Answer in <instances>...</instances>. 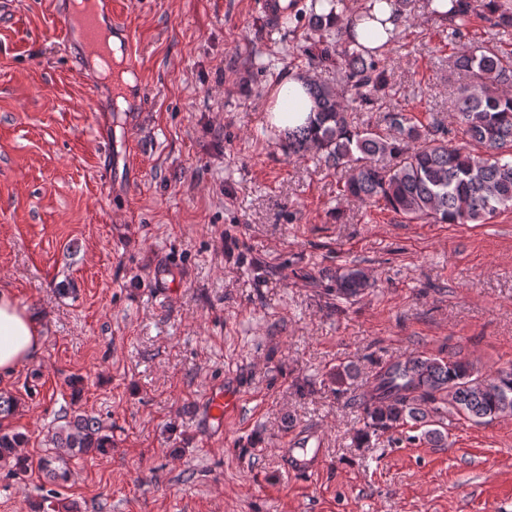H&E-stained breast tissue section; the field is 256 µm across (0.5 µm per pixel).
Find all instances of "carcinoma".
I'll list each match as a JSON object with an SVG mask.
<instances>
[{
	"label": "carcinoma",
	"mask_w": 512,
	"mask_h": 512,
	"mask_svg": "<svg viewBox=\"0 0 512 512\" xmlns=\"http://www.w3.org/2000/svg\"><path fill=\"white\" fill-rule=\"evenodd\" d=\"M432 3L426 0L428 15L448 20L455 36L475 17L486 20L497 35L512 31V7L502 0H448L443 13ZM340 6L341 0H313L307 29L328 33L334 28L342 36ZM385 48L364 47L353 37L344 42L321 37L307 48L312 61L341 70L342 89L309 85L313 116L283 132V152L314 154L336 171L341 197L388 210L406 222L484 224L512 211V51L456 46L451 67L468 83L448 103L456 118V133L449 139L435 123L390 107L393 83L382 57ZM361 111L384 112V125L360 128L354 113ZM372 287L363 270L349 268L336 278V297L350 300ZM359 408L361 440L416 429L418 437L438 445L447 439L442 427L450 414L475 423L512 414V367L483 374L459 351L446 357L415 352L379 371ZM23 441L20 433H0V461H13L20 472L30 466L17 454ZM50 442L38 470L51 482L67 477L72 458L112 447L100 423L86 414L65 420Z\"/></svg>",
	"instance_id": "obj_1"
}]
</instances>
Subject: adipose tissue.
I'll use <instances>...</instances> for the list:
<instances>
[{"label":"adipose tissue","instance_id":"adipose-tissue-1","mask_svg":"<svg viewBox=\"0 0 512 512\" xmlns=\"http://www.w3.org/2000/svg\"><path fill=\"white\" fill-rule=\"evenodd\" d=\"M373 19L352 24L350 16H342L343 30H355L358 43L375 47L384 43L388 32L398 30L400 20L379 0L373 7ZM311 74L291 75L279 88L268 107L267 118L278 128L303 125L312 110L307 87ZM42 327L38 320L6 290L0 291V375H8L22 364L36 359L42 348Z\"/></svg>","mask_w":512,"mask_h":512}]
</instances>
